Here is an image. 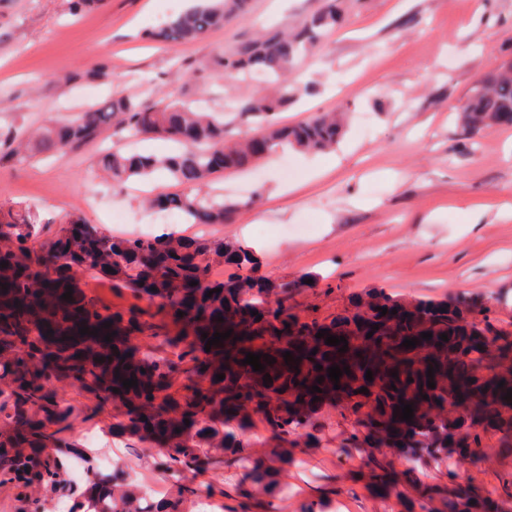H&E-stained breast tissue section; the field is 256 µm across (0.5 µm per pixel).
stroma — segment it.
Here are the masks:
<instances>
[{"label":"stroma","mask_w":512,"mask_h":512,"mask_svg":"<svg viewBox=\"0 0 512 512\" xmlns=\"http://www.w3.org/2000/svg\"><path fill=\"white\" fill-rule=\"evenodd\" d=\"M191 0H103L77 11L73 0H0V139L51 119L71 120L91 102L163 93L209 109L242 94L276 95L277 85L225 76L218 62L239 43L277 28L300 27L322 0H250L247 19L172 47L148 30ZM351 23L300 60L289 79L314 91L279 120L295 124L315 112H341L346 134L334 150L303 154L283 146L250 171L217 174L211 193L255 205L230 224H175L147 209L146 196L175 191L165 172L112 189L96 162L126 147L105 131L65 157L0 162V203L31 209L53 236L79 218L120 237L175 233L243 242L280 283L313 273L316 288L294 293L295 311L320 316L348 297L382 288L405 300H441L464 292L489 305L512 335V126L474 140L457 135L455 112L481 79L512 60V0H345ZM185 72L170 83L173 61ZM106 67L107 78L94 75ZM317 448L295 447L277 512L327 497L334 512H390L363 482L360 452L342 454L347 424L324 405ZM70 441L99 473L121 467L129 480L176 490L154 462L158 447L108 433L76 418ZM512 456L492 466L455 457L430 465L426 485L454 483L512 512Z\"/></svg>","instance_id":"1"}]
</instances>
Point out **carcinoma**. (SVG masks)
I'll return each instance as SVG.
<instances>
[{
    "instance_id": "1",
    "label": "carcinoma",
    "mask_w": 512,
    "mask_h": 512,
    "mask_svg": "<svg viewBox=\"0 0 512 512\" xmlns=\"http://www.w3.org/2000/svg\"><path fill=\"white\" fill-rule=\"evenodd\" d=\"M341 3L324 0L300 29L242 42L222 58L226 75L260 74L282 83L275 98L243 94L225 105V111L255 126L258 134L252 138L227 144L224 116L176 98L147 104L121 95L90 104L73 120H50L32 132L10 134L3 157L18 163L41 153L62 157L111 127L129 137H163L179 144L178 152L118 150L101 156L113 190L163 171L183 190L157 195L151 206L177 213L188 224L228 223L253 199L226 203L210 196L204 188L213 175L244 168L274 145L317 153L333 148L342 136L335 112L315 113L293 126L277 119L300 91H308L288 84V74L323 35L344 22ZM248 5L249 0H200L150 37L170 45L197 40L231 18L246 17ZM457 116L464 140L512 125V61L480 81ZM40 235L30 209L0 206V263H6L0 267V486L26 487L36 480L63 488L66 461L48 449L76 447L62 437L77 409L63 395L66 382L86 400L85 419L110 408V433L161 445L158 471L183 480L176 493L154 500L120 469L110 486L95 475L76 512H184L189 500L225 497L237 501L232 512H248L254 489L270 499L283 492L281 476L293 462L289 447L300 439L308 448L320 447L321 426L312 414L326 402L352 426L341 451L364 454L372 476L368 490L394 500L397 512H497L495 502L468 490L448 498L431 486L411 498L402 486L418 481L416 469L399 475L393 462L398 455L407 461L422 458L427 465L454 456L481 463L491 436L498 437L500 452L512 455V399L505 398L512 389V344L500 343L486 304L467 295L406 302L368 288L350 295L341 312L322 319L288 306V295L316 286L317 275L273 282L260 274L255 251L239 242L172 233L120 238L78 219L50 240L41 242ZM221 264L236 273L214 281L211 269ZM81 273L109 282L132 302L114 306L80 289ZM308 279L313 283L306 284ZM69 286L72 298L65 300ZM82 327L88 334L79 333ZM95 329L98 333L91 334ZM227 331L231 336L205 349L214 333ZM319 332L323 337H316ZM423 332L432 337L422 338ZM108 334L110 342L104 340ZM443 334L448 340L440 339ZM330 336L345 337L346 351L325 344ZM412 338L415 347H404ZM287 351L293 357L288 363ZM249 352L262 355L263 370L242 363ZM265 354L275 363L265 361ZM332 366L347 367L350 374L336 383L328 377ZM218 374L224 379L216 380ZM126 379L138 386L123 387ZM429 380L435 387L427 386ZM363 387L368 394L360 392ZM404 404L412 405L409 422L401 419ZM256 415L278 441L259 456L246 452ZM210 463L243 470L234 493L217 483H194V475Z\"/></svg>"
}]
</instances>
